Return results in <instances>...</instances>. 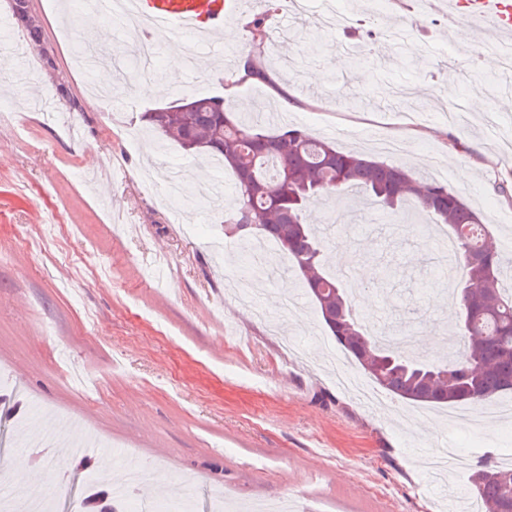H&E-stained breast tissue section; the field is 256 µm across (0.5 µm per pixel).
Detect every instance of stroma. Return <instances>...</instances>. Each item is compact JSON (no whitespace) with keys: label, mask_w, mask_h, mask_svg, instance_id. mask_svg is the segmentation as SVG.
<instances>
[{"label":"stroma","mask_w":512,"mask_h":512,"mask_svg":"<svg viewBox=\"0 0 512 512\" xmlns=\"http://www.w3.org/2000/svg\"><path fill=\"white\" fill-rule=\"evenodd\" d=\"M58 2L31 0L53 67L37 56L24 75L21 26L0 39V455L27 462L0 474V498L38 488L53 512H77L103 489L98 468H81L78 455L14 437L68 423L97 441L111 469L150 458L151 500H166L175 477H185L190 512H210L222 495L284 494L305 512H484L457 488L482 459L512 467V418H483L512 408V396L448 407L392 398L388 409H367L322 363L321 352L337 346L287 256L278 255L281 275L252 303L228 291L249 269L246 239L224 228L232 175H222L223 208L199 205L193 173L206 161L173 146L156 153L132 136L144 112L200 85L242 115L275 106L276 125L446 184L493 240L512 238V201L494 190L512 171V70L483 65L497 37L471 33L463 17L449 16L448 0L422 10L414 0H310L300 16L279 0L258 38L249 23L265 4L236 0L222 39L157 38V65L140 75L130 66L137 29L101 10L93 20L127 70L111 98L97 101L72 64L88 20L64 18ZM248 50L285 83L294 109H280L267 82L229 83ZM144 83L166 91L144 99ZM452 99L466 107L463 120L449 119ZM170 174L187 190V232L171 231L143 182ZM310 221L334 227L325 270L344 250L360 264L348 286L366 325L391 332L409 321L426 339L420 355L443 360L458 306L434 239L449 226L409 205L395 215L344 193L318 200ZM75 365L96 377L94 391L73 385ZM441 441L467 461L437 478L426 460ZM369 483L385 496H368Z\"/></svg>","instance_id":"stroma-1"}]
</instances>
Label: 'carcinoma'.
<instances>
[{"mask_svg":"<svg viewBox=\"0 0 512 512\" xmlns=\"http://www.w3.org/2000/svg\"><path fill=\"white\" fill-rule=\"evenodd\" d=\"M215 100L191 90L162 111L143 114L154 147L170 143L186 155L221 158L234 175L236 193L234 208L224 215L227 228L239 233L252 227L291 257L336 345L351 353L374 383L401 399L432 404L480 403L512 392V289L501 284L503 258L487 227L453 190L340 151L301 128L252 125L230 100L223 99L221 108ZM338 190L366 192L393 211L411 199L453 230L450 265L457 275L459 310L471 311L470 325L463 326L462 359L429 363L364 329L344 278L323 270L324 229L307 223L309 207ZM467 252L478 253L489 273L468 265ZM494 472L500 479L476 470L472 490L487 512H512V468ZM89 505L121 512L110 493L91 495Z\"/></svg>","mask_w":512,"mask_h":512,"instance_id":"obj_1","label":"carcinoma"}]
</instances>
